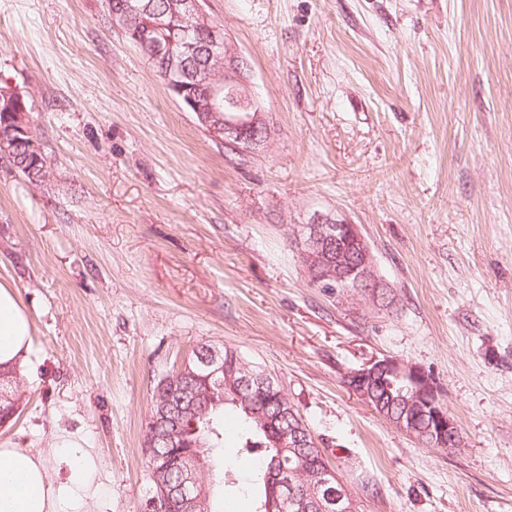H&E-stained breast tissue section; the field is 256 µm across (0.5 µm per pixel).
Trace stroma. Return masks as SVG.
Masks as SVG:
<instances>
[{
	"mask_svg": "<svg viewBox=\"0 0 512 512\" xmlns=\"http://www.w3.org/2000/svg\"><path fill=\"white\" fill-rule=\"evenodd\" d=\"M272 135L241 154L173 99L103 0H0V86L51 167L0 160V282L33 322L0 446L70 441L80 512H140L157 381L203 344L277 377L361 512H512V0H205ZM358 225L393 299L314 282L292 233ZM423 368L464 439L424 447L346 375ZM205 479L253 512L227 428ZM27 145L28 144L26 143H22L16 147L17 154L15 155L13 163L9 162V164L14 172H17L19 175L25 177L29 183L38 185L45 182L46 179L50 176V166L47 164L46 156L42 151L39 156L43 163L39 164L35 169L34 178H32V171H30V168L33 164V161L31 160L25 165V161L28 158L26 155ZM19 157L20 159L18 160Z\"/></svg>",
	"mask_w": 512,
	"mask_h": 512,
	"instance_id": "obj_1",
	"label": "stroma"
}]
</instances>
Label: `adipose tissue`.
Instances as JSON below:
<instances>
[{
	"label": "adipose tissue",
	"instance_id": "1",
	"mask_svg": "<svg viewBox=\"0 0 512 512\" xmlns=\"http://www.w3.org/2000/svg\"><path fill=\"white\" fill-rule=\"evenodd\" d=\"M32 320L15 289L0 283V366L22 364L31 347ZM61 453L69 468L68 483L54 485L41 455L18 448H0V512H58L61 500L76 494L91 469L78 447Z\"/></svg>",
	"mask_w": 512,
	"mask_h": 512
}]
</instances>
